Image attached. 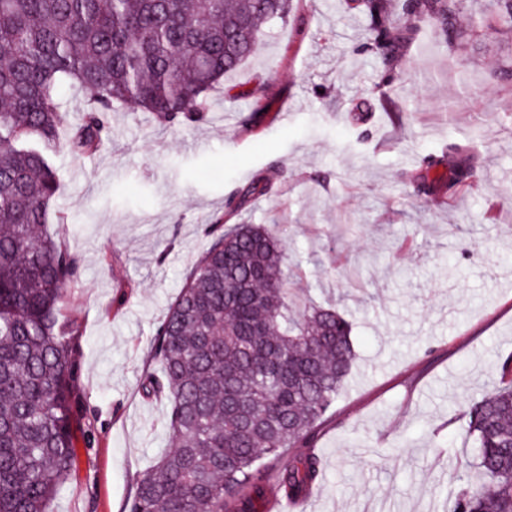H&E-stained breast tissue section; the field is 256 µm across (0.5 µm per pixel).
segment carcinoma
<instances>
[{"label": "carcinoma", "mask_w": 512, "mask_h": 512, "mask_svg": "<svg viewBox=\"0 0 512 512\" xmlns=\"http://www.w3.org/2000/svg\"><path fill=\"white\" fill-rule=\"evenodd\" d=\"M370 18L368 49L384 81L409 33L426 26L461 48L457 20L512 39V0H349ZM291 0H0V512H47L77 476L84 427L78 316L65 304L79 258L48 230L60 193L56 157L91 155L112 112L133 102L164 126L200 123L210 93L254 53L263 25L288 23ZM79 92L77 121L59 95ZM468 147L422 159L411 181L443 206L476 188ZM259 174L225 200L207 246L151 353L142 393L167 403L172 448L133 478L125 512H256L274 489L308 494L321 474L308 451L356 360L336 305H306L284 274V250L263 224H229L269 193ZM465 434L481 480L462 479L448 512H512V370L470 402ZM301 448V453H288Z\"/></svg>", "instance_id": "1"}]
</instances>
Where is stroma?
I'll return each mask as SVG.
<instances>
[{"instance_id": "1", "label": "stroma", "mask_w": 512, "mask_h": 512, "mask_svg": "<svg viewBox=\"0 0 512 512\" xmlns=\"http://www.w3.org/2000/svg\"><path fill=\"white\" fill-rule=\"evenodd\" d=\"M370 28L346 0H295L205 121L162 127L129 103L99 152L59 156L64 222L49 229L81 260L66 304L81 320L97 438L48 512H123L133 476L169 448L166 408L139 386L158 367L155 329L228 193L277 167L272 193L236 219L282 233L289 262L306 263L309 300L352 320L357 353L313 437L322 475L306 512H444L473 459L462 413L512 365V42L483 30L453 54L419 33L378 96ZM493 68L506 77L488 80ZM463 94L469 110H453ZM464 141L474 192L449 207L414 192L421 158ZM354 263L361 292L337 273Z\"/></svg>"}]
</instances>
